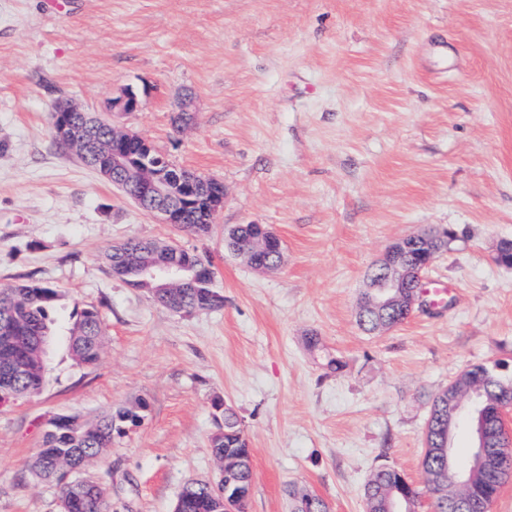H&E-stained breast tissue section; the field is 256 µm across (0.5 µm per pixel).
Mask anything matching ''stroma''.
<instances>
[{"mask_svg": "<svg viewBox=\"0 0 512 512\" xmlns=\"http://www.w3.org/2000/svg\"><path fill=\"white\" fill-rule=\"evenodd\" d=\"M128 86L141 107L123 126L224 183L208 236L158 223L54 145L56 101L97 112ZM239 224L275 231L279 269L225 251ZM432 226L458 232L424 273L449 285L446 306L364 333L368 268ZM131 237L210 259L223 308L176 314L113 277L104 253ZM505 240L512 0H0V285L59 289L64 318L97 308L106 341L93 367L55 341L41 392L0 404V512H62L30 472L44 423L120 409L91 468L110 512H174L218 472L219 400L251 448L248 512H291L295 488L363 512L382 464L420 483L433 397L475 364L512 380Z\"/></svg>", "mask_w": 512, "mask_h": 512, "instance_id": "stroma-1", "label": "stroma"}]
</instances>
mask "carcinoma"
Returning <instances> with one entry per match:
<instances>
[{
  "instance_id": "cac0c4a2",
  "label": "carcinoma",
  "mask_w": 512,
  "mask_h": 512,
  "mask_svg": "<svg viewBox=\"0 0 512 512\" xmlns=\"http://www.w3.org/2000/svg\"><path fill=\"white\" fill-rule=\"evenodd\" d=\"M178 229L206 235L211 225L200 223V214L191 210L187 223ZM163 243L131 238L110 247L105 255L109 272L133 288L142 289L137 274L140 265L154 260L163 253ZM179 259L197 267V282L182 288L177 306L181 313L220 309L224 295L213 287L211 271L198 265L196 257L183 253ZM59 300L58 291L37 283H17L0 287V319L10 322L11 335L21 342L6 350L0 345V362L9 357L25 364L28 371L15 377L10 393L27 398L41 390L46 350L39 341H52L56 336L54 314ZM407 313L372 309L363 304L357 322L366 332L375 333L385 327L394 328L404 323ZM66 341L74 359L81 365L98 364L103 352V330L100 316L93 307L75 310L66 331ZM469 382L483 394V413L480 421L503 436L501 409L512 397V383L504 382L484 365H472L463 371ZM129 418L125 411L102 413L92 418L73 414H58L44 427L41 446L32 459V475L46 483L55 484L61 502L69 512H109L106 489L88 475V467L99 461L112 446L113 434ZM429 449L424 451L421 471L422 483L417 487L404 474L391 466L382 465L372 474L364 493V512H394L398 499L417 507L421 494L429 496L432 512H489L500 487L512 473L478 470L474 486L486 489L485 497L470 494L457 501L458 492L448 487L441 496L429 495L433 479L448 471V453L439 450L443 441L432 436V426L426 425ZM211 450L217 462L224 463V482L230 483L231 504L237 512H247L249 493L254 473L251 451L243 434L241 421L233 408L224 411V434L211 440ZM296 512H328V504L316 494L295 489ZM219 498L214 487L205 481L186 484L181 490V512H211Z\"/></svg>"
}]
</instances>
